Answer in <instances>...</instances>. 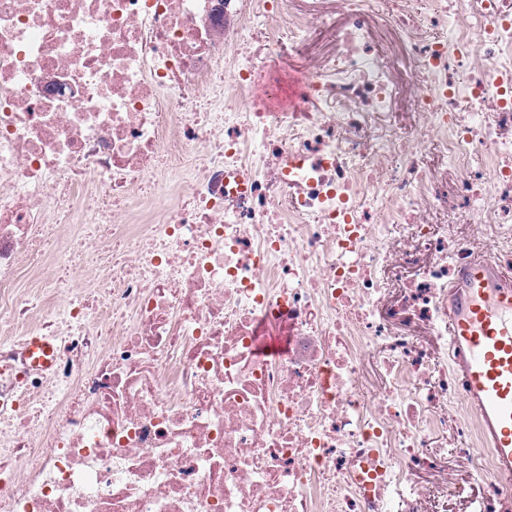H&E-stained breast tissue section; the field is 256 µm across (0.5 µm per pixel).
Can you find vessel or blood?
I'll return each instance as SVG.
<instances>
[{
    "instance_id": "1",
    "label": "vessel or blood",
    "mask_w": 512,
    "mask_h": 512,
    "mask_svg": "<svg viewBox=\"0 0 512 512\" xmlns=\"http://www.w3.org/2000/svg\"><path fill=\"white\" fill-rule=\"evenodd\" d=\"M448 347L466 405L479 422L496 471L512 475V266L471 254L448 285ZM26 356L54 369L49 339L30 337Z\"/></svg>"
}]
</instances>
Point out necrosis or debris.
<instances>
[{
	"instance_id": "obj_1",
	"label": "necrosis or debris",
	"mask_w": 512,
	"mask_h": 512,
	"mask_svg": "<svg viewBox=\"0 0 512 512\" xmlns=\"http://www.w3.org/2000/svg\"><path fill=\"white\" fill-rule=\"evenodd\" d=\"M378 2L0 0V512H417L448 432L478 512L512 495L448 412L468 249L425 163L469 223H512V14L395 0L388 58ZM285 53L293 107L254 109ZM35 335L52 373L23 368ZM394 7L393 0H381L379 11L373 21L379 52L389 57L395 56L398 52L397 36L388 23ZM270 79L274 82L280 80L293 79L300 80L303 77L305 81V67L304 62L293 55H283L275 58L271 64ZM36 355L31 367L39 370H54L56 364V353L49 339L43 336H30L27 348L24 353L25 361Z\"/></svg>"
}]
</instances>
